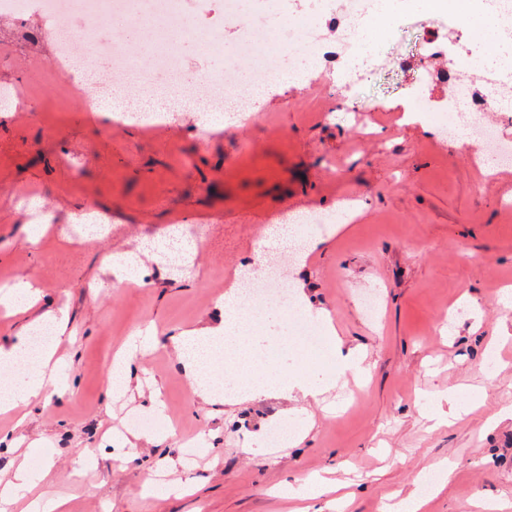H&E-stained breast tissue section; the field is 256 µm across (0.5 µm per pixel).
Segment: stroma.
I'll return each instance as SVG.
<instances>
[{
    "label": "stroma",
    "instance_id": "35a3bbf8",
    "mask_svg": "<svg viewBox=\"0 0 512 512\" xmlns=\"http://www.w3.org/2000/svg\"><path fill=\"white\" fill-rule=\"evenodd\" d=\"M425 15L395 16L347 86L340 64L309 65L301 89L276 81L261 92L255 119L197 136V113L169 112L165 124H116L111 135L83 103L59 97L64 65L55 32L37 13L0 18V280L36 283L30 313L0 317V344L28 335L34 318L62 319L59 380L43 399L0 412V477L27 451L46 479L20 491L8 512L64 497L67 512H390L431 480L423 512H477L482 500L512 512V175L484 158L467 129L443 109L454 91L449 62L485 57L472 33L442 15L436 46ZM467 102L492 98L484 122L512 140V80L490 88L479 68L463 70ZM363 207L353 221L302 239L286 216ZM199 235L187 269L170 274L144 260L148 287L107 265L116 249L149 246L173 226ZM306 253L288 281L305 284L301 314L332 318L340 347L307 364L280 310L231 335L263 354L264 383L325 386L319 400H245L215 390L193 396L174 336L216 325L214 301L242 266L265 275L264 248ZM378 298L375 314L361 305ZM131 382L108 392V356L128 340ZM500 364L487 367L489 345ZM365 356L364 375L329 371L347 353ZM477 391L482 404L446 420L440 395ZM165 429L131 442L128 416ZM293 447H271L272 423ZM201 444L188 460L184 441ZM162 483L143 490L148 469Z\"/></svg>",
    "mask_w": 512,
    "mask_h": 512
}]
</instances>
